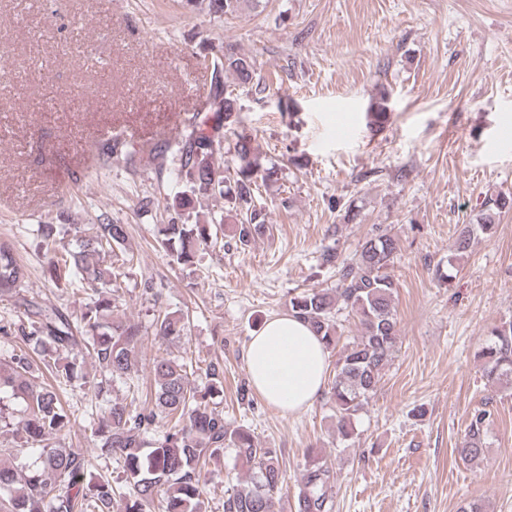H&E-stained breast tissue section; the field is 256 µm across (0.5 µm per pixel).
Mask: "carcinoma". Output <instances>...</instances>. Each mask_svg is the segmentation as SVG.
Listing matches in <instances>:
<instances>
[{
	"instance_id": "obj_1",
	"label": "carcinoma",
	"mask_w": 512,
	"mask_h": 512,
	"mask_svg": "<svg viewBox=\"0 0 512 512\" xmlns=\"http://www.w3.org/2000/svg\"><path fill=\"white\" fill-rule=\"evenodd\" d=\"M207 2L208 13L219 18L239 13L243 0H186L196 7ZM211 72L212 97L223 111L224 125L232 140L229 150L236 160L235 175L224 169V143L204 132L211 116L193 113L192 132L174 141L160 140L149 150L158 162V172L167 171L182 182L184 190L176 198L175 216L161 229V248L173 261L187 269L196 267L199 251L218 242L224 218L200 219L194 213L201 198L224 199V210L233 214L238 242L248 245L267 224L265 210L254 204L258 182H265L272 171L263 167L255 146V136L236 109L229 91L233 75L241 83L253 80V59L225 50L224 55L203 58ZM369 126L380 128L389 120L386 96L371 104ZM138 150L113 140L100 148L108 159L124 156L131 161ZM490 213L477 224L463 225L454 240L455 256L465 254L479 232L494 233L492 211L512 209V196L498 195L488 200ZM79 233L76 246L57 243V236L69 229ZM41 245L50 253L44 268L45 280L67 283L87 296L77 318L49 306L28 294L27 272L15 256L12 243L0 239V297L8 296L22 314L19 340L32 354H14L8 367L0 366V395L10 394L23 401L20 414L10 425L26 448L39 452L33 465H18L0 459V512H146L155 500L162 501L163 512H201L204 483L202 471L225 448L248 472V485L224 497V512H281L283 470L273 448H260L245 426L232 428L224 423V413L214 406L213 396L224 388V368L211 363L206 368L208 383L200 389L192 385L187 365L165 357L152 362L156 388L154 408L133 410L128 404L107 397L106 385L115 377L128 376L141 343V325L112 317L113 281L116 278L112 257L125 249L124 224L100 223L89 228L76 224H41ZM399 250L398 240L388 233L365 239L355 256L339 260L337 254H323V264L336 268V288L311 287L289 300V309L307 322L328 350L342 345L336 360V375L331 386L337 429L344 436L354 433L353 420L363 409L389 367L399 342L394 294L396 283L389 273ZM355 317L362 333L340 343L337 315ZM153 335L161 340L187 334L189 318L174 313L160 314L152 322ZM86 338L89 354L97 363L102 379L93 382L100 455L122 464L123 491L112 481L92 475L83 454L60 447L76 423L67 411L57 389L30 382L35 368L42 366L59 381L78 378V364L72 351L78 339ZM482 374L495 388L512 384V321L491 329L479 351ZM484 402L468 416L460 458L476 461L485 452V436L491 411ZM167 426L162 440L144 447L142 436ZM336 473L328 464L315 459L301 473L299 492L294 495V512H334Z\"/></svg>"
}]
</instances>
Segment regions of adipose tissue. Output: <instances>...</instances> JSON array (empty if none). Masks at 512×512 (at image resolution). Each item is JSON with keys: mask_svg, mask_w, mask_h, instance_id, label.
Returning a JSON list of instances; mask_svg holds the SVG:
<instances>
[{"mask_svg": "<svg viewBox=\"0 0 512 512\" xmlns=\"http://www.w3.org/2000/svg\"><path fill=\"white\" fill-rule=\"evenodd\" d=\"M245 361L254 389L281 412L305 410L325 388L329 353L316 333L292 314L267 320L251 337Z\"/></svg>", "mask_w": 512, "mask_h": 512, "instance_id": "ef3b65f1", "label": "adipose tissue"}]
</instances>
